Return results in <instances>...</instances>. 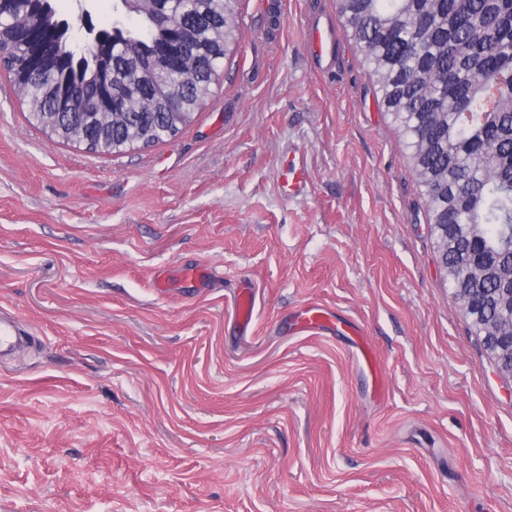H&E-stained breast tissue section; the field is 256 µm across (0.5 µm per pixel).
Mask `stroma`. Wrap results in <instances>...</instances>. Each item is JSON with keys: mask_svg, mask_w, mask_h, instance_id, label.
<instances>
[{"mask_svg": "<svg viewBox=\"0 0 512 512\" xmlns=\"http://www.w3.org/2000/svg\"><path fill=\"white\" fill-rule=\"evenodd\" d=\"M52 4L75 42L122 18ZM325 17L336 0H241L206 106L123 153L51 138L0 70V310L26 338L0 360V512H512V381L441 275L361 53L311 57ZM311 303L340 329L295 332ZM242 288L244 289L239 291L233 303V316L241 336H247L252 327L255 295L253 285H245Z\"/></svg>", "mask_w": 512, "mask_h": 512, "instance_id": "stroma-1", "label": "stroma"}]
</instances>
